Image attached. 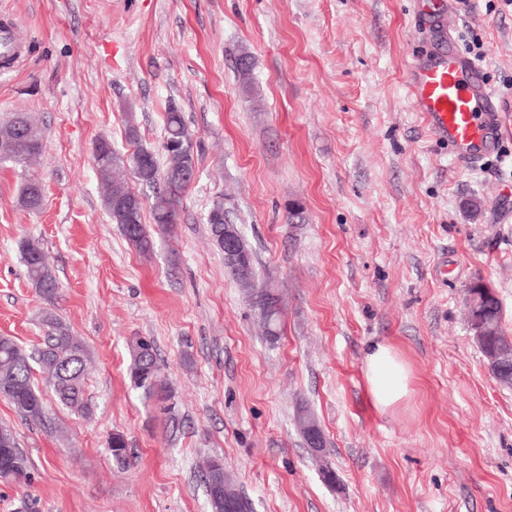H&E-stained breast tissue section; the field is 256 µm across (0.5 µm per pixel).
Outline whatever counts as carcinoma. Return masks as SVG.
I'll list each match as a JSON object with an SVG mask.
<instances>
[{
	"instance_id": "obj_1",
	"label": "carcinoma",
	"mask_w": 512,
	"mask_h": 512,
	"mask_svg": "<svg viewBox=\"0 0 512 512\" xmlns=\"http://www.w3.org/2000/svg\"><path fill=\"white\" fill-rule=\"evenodd\" d=\"M236 70L241 83L252 85V58L242 53L236 60ZM26 129V140L20 144L21 157L13 164L27 166L42 151L43 137L40 128L27 112H16L4 124L0 125V140L12 137L17 124ZM160 150L166 158L165 166H160L157 153L139 147L130 156L133 173L141 187V195L152 199L151 215L153 223L167 227L175 223L176 195L185 188L182 175L196 167V156L192 137L188 131L183 112L173 102L169 103L164 117V135ZM93 157L98 178L103 190L104 203L116 204L134 193L123 177L124 159L109 146L97 140L93 147ZM41 181L31 173L23 181L20 194L21 204L31 210L38 206ZM112 223L122 227L129 243L143 254L153 248L145 225L141 223L143 215H138L139 223L130 228L127 216L117 207L110 212ZM235 223V215L226 207L224 199L213 201L206 224L213 244L224 250V228ZM19 250L26 270V277L38 295L51 304L58 292V281L54 269L40 241L24 239ZM248 272L242 276L228 271L245 296L259 310L265 336L275 339L280 335L281 314H272L264 309V295L257 285L258 259L253 249H248L246 261ZM477 318L492 319L498 323L497 331L490 341L502 339L504 332L501 323V310L494 301L486 306L474 309L467 307V320ZM44 331L40 347L28 352L20 347L13 338L0 336V390L7 393V400L16 410L22 421L43 425L49 419V409L43 394L35 387L34 368L48 375V388L55 402L74 413L89 415L92 407L86 397L89 358L80 339L70 326L53 312L47 310L42 316ZM131 379L136 388L143 391L146 398L152 400L156 409L163 415L166 424H177L174 388L159 364L157 346L154 341H145L140 337L130 345ZM0 435L12 441L13 453L9 458L0 457V476L4 482L28 486L32 482L31 472L19 450L15 432L7 426H0ZM212 458H207L201 474L211 512H224V499H215L209 488L212 482H218L225 489V495L235 500L233 512H252L251 503L239 492L228 473L211 471Z\"/></svg>"
}]
</instances>
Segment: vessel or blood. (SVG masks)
I'll list each match as a JSON object with an SVG mask.
<instances>
[{"mask_svg":"<svg viewBox=\"0 0 512 512\" xmlns=\"http://www.w3.org/2000/svg\"><path fill=\"white\" fill-rule=\"evenodd\" d=\"M24 55L14 28L0 27V68H14ZM408 88L414 111L437 139L448 142L459 163L483 159L501 139L500 102L474 61L451 51L420 62Z\"/></svg>","mask_w":512,"mask_h":512,"instance_id":"vessel-or-blood-1","label":"vessel or blood"}]
</instances>
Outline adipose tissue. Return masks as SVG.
<instances>
[{
	"label": "adipose tissue",
	"mask_w": 512,
	"mask_h": 512,
	"mask_svg": "<svg viewBox=\"0 0 512 512\" xmlns=\"http://www.w3.org/2000/svg\"><path fill=\"white\" fill-rule=\"evenodd\" d=\"M364 377L376 407L388 410L409 393V372L392 347L375 344L365 358Z\"/></svg>",
	"instance_id": "adipose-tissue-1"
}]
</instances>
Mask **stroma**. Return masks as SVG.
<instances>
[{
  "label": "stroma",
  "instance_id": "1",
  "mask_svg": "<svg viewBox=\"0 0 512 512\" xmlns=\"http://www.w3.org/2000/svg\"><path fill=\"white\" fill-rule=\"evenodd\" d=\"M27 47L0 75V122L43 135L40 209L0 162V336L41 341L46 306L18 244L38 239L59 282L53 311L92 361L93 411L53 407L29 425L0 398L31 486L0 484V512H209L200 479L219 456L253 512H512V389L488 371L465 320L483 280L512 335V5L504 0H0ZM480 57L505 133L456 164L408 101L415 58ZM254 60L253 90L234 70ZM182 109L197 170L154 248L140 254L104 205L92 149L121 156L135 112L158 149ZM224 199L282 299L277 339L224 269L206 215ZM300 206L293 222L289 210ZM154 339L179 427L129 375L133 337ZM392 346L409 395L377 410L363 365ZM307 406L325 447L295 422ZM123 433L130 460L107 450ZM332 479H325L324 470Z\"/></svg>",
  "mask_w": 512,
  "mask_h": 512
}]
</instances>
